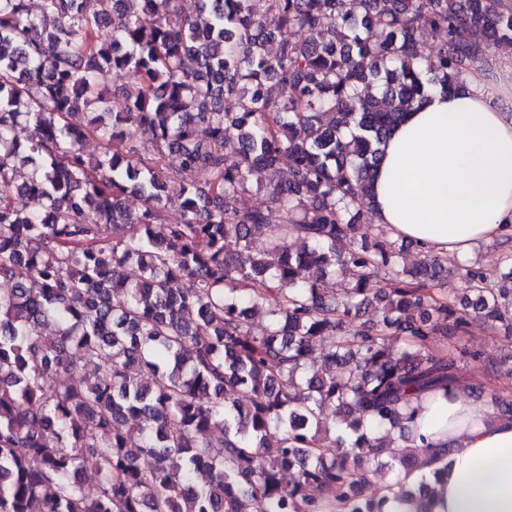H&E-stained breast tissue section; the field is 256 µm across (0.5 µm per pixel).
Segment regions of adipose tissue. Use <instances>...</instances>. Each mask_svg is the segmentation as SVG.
<instances>
[{"mask_svg": "<svg viewBox=\"0 0 512 512\" xmlns=\"http://www.w3.org/2000/svg\"><path fill=\"white\" fill-rule=\"evenodd\" d=\"M512 62L497 77L471 70L453 93L433 89L384 147L375 223L427 254L469 263L478 245L512 232ZM416 430L448 447L443 506L434 512H512V418L463 393L426 398Z\"/></svg>", "mask_w": 512, "mask_h": 512, "instance_id": "obj_1", "label": "adipose tissue"}]
</instances>
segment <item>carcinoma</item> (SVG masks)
<instances>
[{
  "label": "carcinoma",
  "instance_id": "carcinoma-1",
  "mask_svg": "<svg viewBox=\"0 0 512 512\" xmlns=\"http://www.w3.org/2000/svg\"><path fill=\"white\" fill-rule=\"evenodd\" d=\"M261 2L0 0V278L27 277L0 289V512H384L431 495L424 475L370 488L446 462L412 424L468 351L429 342L475 318L512 333V287L455 268L463 298L442 299L448 260L401 266L362 206L404 112L512 45V0ZM115 72L139 85L123 112ZM254 185L268 204L239 208ZM122 88H125L122 95ZM107 89L111 96V105L113 112H123L128 97L137 92L135 85L130 84L127 79L119 73L111 74L107 79Z\"/></svg>",
  "mask_w": 512,
  "mask_h": 512
}]
</instances>
